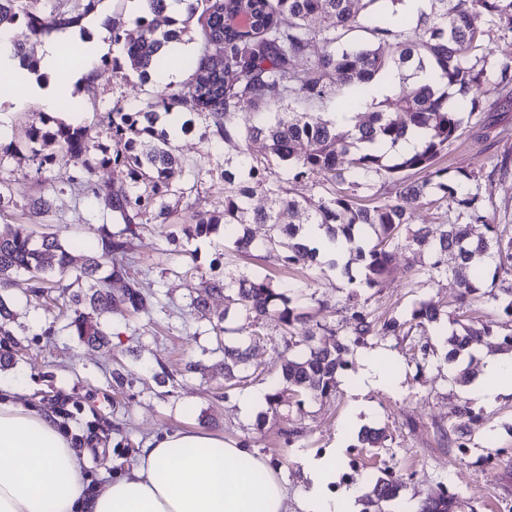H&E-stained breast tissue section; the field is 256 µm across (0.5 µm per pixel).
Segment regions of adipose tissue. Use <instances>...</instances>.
<instances>
[{"label":"adipose tissue","instance_id":"obj_1","mask_svg":"<svg viewBox=\"0 0 512 512\" xmlns=\"http://www.w3.org/2000/svg\"><path fill=\"white\" fill-rule=\"evenodd\" d=\"M107 35L103 29L84 38L82 64L73 71L64 68L57 43H46L43 82L20 67L10 32L0 31V76L18 81L15 102L55 111L73 82L95 70ZM468 395L485 405L512 395V357H484ZM345 463L340 447L306 458L309 488L293 496L280 470L245 443L201 428L176 430L152 436L127 473L90 496L85 459L57 416L27 403L18 387L0 400V512H358L363 485L339 484Z\"/></svg>","mask_w":512,"mask_h":512}]
</instances>
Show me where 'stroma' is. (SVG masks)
I'll list each match as a JSON object with an SVG mask.
<instances>
[{
	"mask_svg": "<svg viewBox=\"0 0 512 512\" xmlns=\"http://www.w3.org/2000/svg\"><path fill=\"white\" fill-rule=\"evenodd\" d=\"M190 76V69L183 65L174 77L155 75L146 82L134 74L120 79L111 70L97 68L94 80L80 79L73 89L76 122L87 127L89 145H97L105 140L97 123L99 113L116 104L145 106L166 87L186 82ZM483 110L489 113L491 126L484 138L465 135L452 146L442 161L449 179L462 171L486 174L504 152L512 151V87L490 90ZM201 132V126H194L191 132L178 134L175 143L180 156L199 173L207 210L220 211L224 208L220 173L225 156L234 149L201 140ZM76 174L74 165L66 161L39 174L27 159L5 158L0 163V180L8 185L12 201L0 210V234L20 231L35 238L52 234L69 251L74 266H81L96 244L103 210L89 192L73 186ZM50 193L57 196L55 210L46 213L34 207V199ZM233 240L229 231L189 239L155 225L143 229L132 242L130 275L151 283L156 294L153 305L137 315H102L111 338L98 348L86 347L70 334L71 311L61 290L49 289L40 298L21 284L0 290L13 312L0 335V351L10 356L8 363L0 365V380L26 388L32 404L54 411L64 404L75 413L78 422L73 433L93 435L80 452L86 457L85 472L97 487L126 471L151 435L202 427L247 441L280 467L291 489L301 490L306 485L303 458L337 447L346 431L364 352L380 348L397 355L392 375L400 385L395 390H369L365 395L369 411L361 419L367 426H388L393 443L388 448H347L348 466L369 477L392 468L407 481L405 498L415 502L445 487L459 494L474 512H512V396L482 407L479 422L456 418L454 411L467 395L448 370L443 346H436L424 360L410 341L399 336L374 337L352 348L335 394L306 402V433L294 445H286L279 433L287 404L266 405L256 416H243L241 399L255 390L273 388L281 378L276 356L282 345L281 330L273 323L260 330L253 350L259 377L225 389L215 338L207 322L195 319L188 308L200 291V272L221 278L247 269L306 288L320 299L339 296L345 282L329 271L280 268L259 251L230 256ZM421 263L418 257L400 258L382 288L365 289L369 308L383 317L405 319L422 300L450 305L455 291L451 280L430 285L423 276L407 272V265ZM188 359L209 365V379L179 375ZM120 366L129 377L117 390L112 386V371ZM167 370L172 379H164ZM411 420L417 422V429L408 428ZM91 421L97 424L92 432L87 429ZM448 425L470 431L467 447L438 446L435 432ZM498 448L504 449V456L497 465L485 466V457Z\"/></svg>",
	"mask_w": 512,
	"mask_h": 512,
	"instance_id": "obj_1",
	"label": "stroma"
}]
</instances>
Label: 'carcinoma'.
Instances as JSON below:
<instances>
[{
    "instance_id": "1",
    "label": "carcinoma",
    "mask_w": 512,
    "mask_h": 512,
    "mask_svg": "<svg viewBox=\"0 0 512 512\" xmlns=\"http://www.w3.org/2000/svg\"><path fill=\"white\" fill-rule=\"evenodd\" d=\"M42 0H0V30L14 34L21 66L36 72V62L25 51L27 42L54 30L74 27L93 13L100 0H82L81 10L67 12L36 8ZM183 19H169L162 29L156 17L167 0H144L141 15L129 22L112 20V43L121 57L104 65L123 79L141 80L160 69L158 55L170 41H192V24L200 27L202 44L189 61L191 78L141 108L115 105L101 115L108 143L98 145L100 157H87V129L47 112L26 124L23 136L0 141V161L24 155L42 173L59 160L77 168L74 181L83 183L116 221L118 230L102 224L93 253L80 269L71 267L69 252L56 239L16 232L0 236V289L11 288L19 275L30 288L56 286L70 280L77 287L71 301L77 306L68 323L72 335L88 346L108 342L109 331L98 315L112 310L132 313L149 310L155 297L151 285L128 277L126 259L132 240L147 224H180L169 202L186 201V208L201 207L205 196L199 181H190L170 132L160 126L161 115L178 112L186 117L181 129L202 122L201 138L237 148L238 158L224 159V210L203 212L195 224L182 228L190 238L205 237L222 224L237 226L236 251H265L281 267L298 265L327 268L346 281L336 305L344 313V332L317 322L305 332L296 326L310 321L300 301L309 299L301 288L275 281L269 275L247 271L226 279L210 278L194 266L201 292L192 300L196 315L210 320L217 336L215 351L224 355V377L240 379L250 369L251 347L226 342L219 336L235 330L224 326L228 313L211 319L209 298L225 294L245 319L259 326L275 321L285 334L283 387L265 397L275 405L288 400L296 418L288 420L283 435L288 445L303 438L297 416L305 399L336 392L337 377L347 366L351 347L370 336H416L422 356L431 349L429 326L440 322L441 312L421 301L410 318L380 319L362 296L365 288H379L402 253L428 252L422 269L434 282L451 275L456 288V328L447 334V361L464 364L456 377L467 385L476 377L475 346L496 334L501 346L512 349V209L481 198L482 177L512 173V155L501 156L491 171L463 172L448 182L441 159L464 134V123L481 125L478 91L496 76L495 85L512 84V64L490 62L484 31L474 19L485 15L503 35L512 34V0H431V10L410 23L384 17L380 9L403 0H179ZM320 45V53L301 67L295 60ZM395 80L400 104L392 108L374 96L380 82ZM351 103H367L365 119L346 125L323 112L331 96ZM276 107L278 111L245 129L237 124L240 112ZM419 133L411 153L393 154L400 140ZM265 143L266 152L249 151L253 141ZM288 169V178L278 171ZM112 168V181L91 179L97 167ZM421 179L409 180L410 173ZM290 183H304L315 195L301 200L291 195ZM264 204L253 205L256 197ZM434 198L448 206L452 217L431 237L425 224L412 222L411 202ZM268 226L266 238L254 243L249 225ZM484 226L486 234L472 236L471 227ZM455 255L448 268L443 256ZM492 271L490 290L481 291L478 271ZM123 282L118 292L112 281ZM483 298L499 320L484 322L469 315L472 301ZM468 433L453 426L439 431L442 446L467 447ZM361 448H387L393 441L384 427H363L356 435ZM401 480L385 471L369 480L360 498L362 512H384L381 504L400 495ZM463 500L443 491L418 504V512H459Z\"/></svg>"
}]
</instances>
